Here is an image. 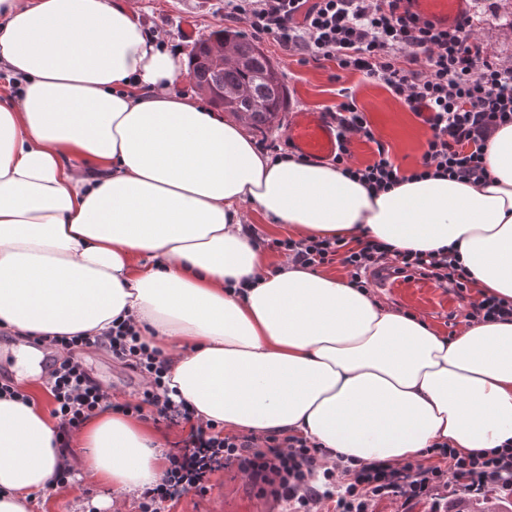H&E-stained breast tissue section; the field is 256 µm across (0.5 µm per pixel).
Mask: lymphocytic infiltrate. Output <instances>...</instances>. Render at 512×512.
Returning a JSON list of instances; mask_svg holds the SVG:
<instances>
[{
  "label": "lymphocytic infiltrate",
  "instance_id": "1",
  "mask_svg": "<svg viewBox=\"0 0 512 512\" xmlns=\"http://www.w3.org/2000/svg\"><path fill=\"white\" fill-rule=\"evenodd\" d=\"M224 19L245 24L253 36L270 39L305 62L334 63L344 73L359 72L404 98L428 125L431 136L417 167L404 172L385 146L377 158L357 167L351 162L354 138L375 139L355 98L340 89L341 100L326 115L336 127L333 164L368 189L386 192L405 177L448 176L477 183L488 171L484 149L489 134L512 123V65L492 59L475 37L474 18L463 14L443 29L416 13L412 0H224ZM264 248L317 270L340 265L353 288H371L379 271L429 279L467 300L470 322L512 319V302L494 296L472 299L473 280L454 248L428 252L400 250L372 238L355 242L339 236L263 240ZM58 351L47 380L62 450L84 421L106 409L187 434L165 455L160 481L137 498L138 512H165L187 490L206 496L208 478L218 469L246 475L261 495L287 503L292 512H315L322 501L332 512H373L382 500L404 504L438 492L464 490L480 495L497 486L512 488V443L463 455L445 443L427 448L428 463L394 466L384 462L332 466L323 463L319 443L284 432L261 437L230 433L195 420L193 411L170 399L164 385L168 362L158 348L142 341L128 322L93 340L56 336ZM95 347L140 379V388L119 398L90 377L81 360Z\"/></svg>",
  "mask_w": 512,
  "mask_h": 512
}]
</instances>
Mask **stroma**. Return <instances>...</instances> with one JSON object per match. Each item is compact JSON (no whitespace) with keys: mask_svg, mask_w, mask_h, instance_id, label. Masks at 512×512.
Masks as SVG:
<instances>
[{"mask_svg":"<svg viewBox=\"0 0 512 512\" xmlns=\"http://www.w3.org/2000/svg\"><path fill=\"white\" fill-rule=\"evenodd\" d=\"M139 22L162 34L181 51H189L194 40L206 37L224 26V0H130ZM473 13L480 24L476 30L488 54L495 59L512 61V0H476ZM265 54L278 67L288 90V106L283 120L298 111L322 112L336 105L338 91L347 87L359 108L365 112L375 133V142L354 139L352 160L369 164L376 158L377 144L389 148L392 157L408 169L421 159L429 128L412 112L403 99L361 74H337L333 63H300L297 57L282 53L271 40H261ZM82 361L89 373L103 387L116 394L130 393L139 379L105 352L88 348ZM206 496L185 492L171 512H267L275 502L260 497L249 481L234 469L215 471L208 482ZM103 487L90 483L81 470H74L64 488H49L41 494L34 512H86L85 502L104 496Z\"/></svg>","mask_w":512,"mask_h":512,"instance_id":"1","label":"stroma"}]
</instances>
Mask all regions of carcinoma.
<instances>
[{
	"mask_svg": "<svg viewBox=\"0 0 512 512\" xmlns=\"http://www.w3.org/2000/svg\"><path fill=\"white\" fill-rule=\"evenodd\" d=\"M234 46L239 60L234 65L219 66L211 59V42ZM189 79L196 87L211 96V102L230 112L242 113L257 128H268L278 113L284 111L286 87L279 70L265 55L257 41L240 33L219 29L208 38L194 42L188 53ZM224 89V96L213 92ZM486 505L477 500L460 497L448 506V512H512L509 501H492Z\"/></svg>",
	"mask_w": 512,
	"mask_h": 512,
	"instance_id": "carcinoma-1",
	"label": "carcinoma"
}]
</instances>
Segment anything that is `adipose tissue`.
Instances as JSON below:
<instances>
[{
    "instance_id": "ef3b65f1",
    "label": "adipose tissue",
    "mask_w": 512,
    "mask_h": 512,
    "mask_svg": "<svg viewBox=\"0 0 512 512\" xmlns=\"http://www.w3.org/2000/svg\"><path fill=\"white\" fill-rule=\"evenodd\" d=\"M0 328L95 336L133 319L201 421L285 430L354 464L471 454L512 439V320L445 337L368 290L245 233L254 208L300 236L457 245L474 285L512 301V126L486 181L369 192L334 165L272 159L242 122L181 90L185 56L123 0H0ZM37 403L0 398V512H32L75 462L116 493L160 480V442L105 411L64 456Z\"/></svg>"
}]
</instances>
